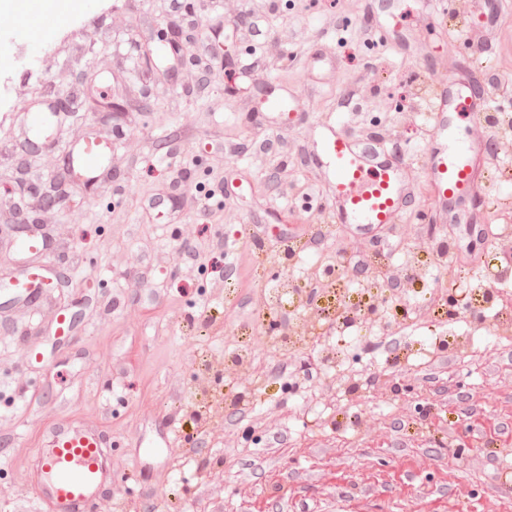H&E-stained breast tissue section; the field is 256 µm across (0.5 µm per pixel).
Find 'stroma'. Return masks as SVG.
Listing matches in <instances>:
<instances>
[{
  "label": "stroma",
  "instance_id": "1",
  "mask_svg": "<svg viewBox=\"0 0 512 512\" xmlns=\"http://www.w3.org/2000/svg\"><path fill=\"white\" fill-rule=\"evenodd\" d=\"M68 2V15L42 13L38 0L0 7V200L65 241L46 261L66 276L57 303L81 312L83 328L74 342L44 334L34 366L27 314L0 312V512H17L27 456L64 410L112 446L118 484L92 512H512V335L496 328L512 274L481 304L482 323L447 307L452 289L499 260L512 182L457 202L435 226L421 190L401 224L377 235L331 221L307 156L313 126L331 116L392 134L395 153L415 155L427 139L432 61L468 55L458 27L436 25L423 0H400L402 49L364 35L382 0H350L343 11L332 0H263L243 40L244 0ZM173 22L190 34L184 55L197 65L166 84L172 56L157 36ZM497 38L485 84L512 80V0ZM320 47L334 69L314 92L307 58ZM359 75L366 92L344 101ZM288 93L299 122L246 111L247 101ZM43 99L65 103L64 134L30 156L13 121ZM91 130L112 139V182L34 209V188L61 180L69 145ZM201 191L213 192L211 207L186 206ZM440 236L454 244L452 265L432 253ZM187 239L223 241L216 267L186 272ZM358 252L410 269L406 288L392 296L372 286V271L348 264ZM329 263L341 289L386 299L384 319L309 337L315 311L294 314L286 301L281 329L299 345L274 348L265 290L306 284ZM145 269L152 282L142 288ZM216 310L222 328L191 330ZM443 330L476 341L445 346ZM244 339L250 359L228 361ZM218 386L223 405L202 406ZM189 387L199 400H185Z\"/></svg>",
  "mask_w": 512,
  "mask_h": 512
}]
</instances>
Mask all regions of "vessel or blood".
<instances>
[{
	"instance_id": "b4317fda",
	"label": "vessel or blood",
	"mask_w": 512,
	"mask_h": 512,
	"mask_svg": "<svg viewBox=\"0 0 512 512\" xmlns=\"http://www.w3.org/2000/svg\"><path fill=\"white\" fill-rule=\"evenodd\" d=\"M428 8L441 22L474 13L482 23L497 25L493 0H430ZM456 79L431 90L426 119L429 137L422 164L393 153L381 139L366 142L350 136L341 122L321 121L311 150L312 170L329 202L332 220L353 224L364 232L400 223L426 181L434 197V222L448 220V203L484 197L492 187V157L487 138L475 136L456 148L451 115L469 111L475 124L487 116L486 91L475 88L473 66L456 65ZM21 123L30 137L52 146L64 124L63 113L39 103ZM69 178L77 185H105L112 176V142L89 134L69 151ZM19 271L0 277V287L28 300L35 331L50 330L67 339L79 332L69 312L52 303L57 279L44 257L53 244L41 225L10 245ZM49 322H42L44 310ZM112 480L111 452L102 431L61 413L57 423L44 427L42 445L28 461V483L35 494L29 512H91L101 489Z\"/></svg>"
}]
</instances>
